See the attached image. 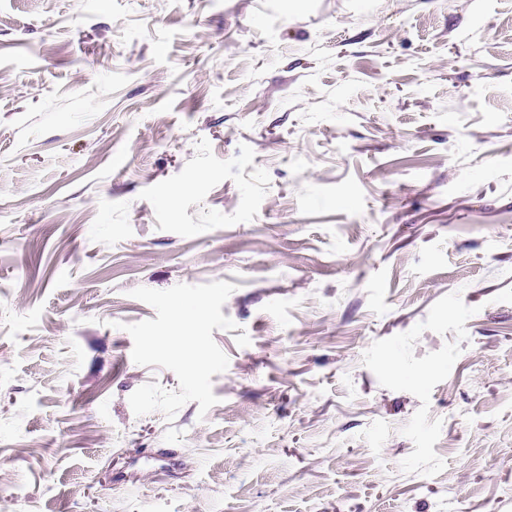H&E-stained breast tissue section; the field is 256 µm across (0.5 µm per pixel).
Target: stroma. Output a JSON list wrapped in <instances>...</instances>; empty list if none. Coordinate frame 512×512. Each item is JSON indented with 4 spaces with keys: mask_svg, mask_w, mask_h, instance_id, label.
Masks as SVG:
<instances>
[{
    "mask_svg": "<svg viewBox=\"0 0 512 512\" xmlns=\"http://www.w3.org/2000/svg\"><path fill=\"white\" fill-rule=\"evenodd\" d=\"M0 512H512V0H0Z\"/></svg>",
    "mask_w": 512,
    "mask_h": 512,
    "instance_id": "35a3bbf8",
    "label": "stroma"
}]
</instances>
